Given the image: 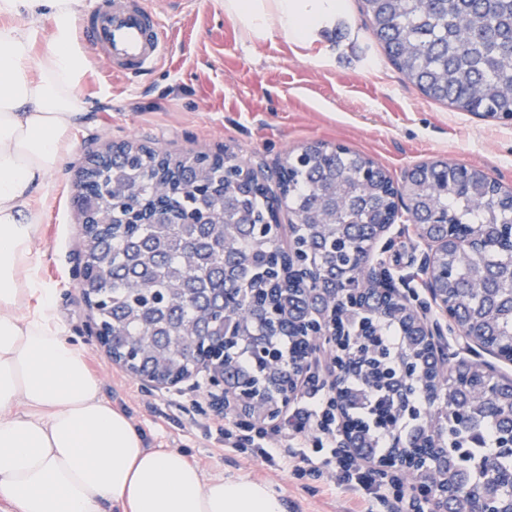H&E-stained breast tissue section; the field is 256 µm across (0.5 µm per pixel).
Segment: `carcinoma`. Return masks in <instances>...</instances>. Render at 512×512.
Wrapping results in <instances>:
<instances>
[{"label":"carcinoma","mask_w":512,"mask_h":512,"mask_svg":"<svg viewBox=\"0 0 512 512\" xmlns=\"http://www.w3.org/2000/svg\"><path fill=\"white\" fill-rule=\"evenodd\" d=\"M372 34L402 75L431 99L462 112L500 117L512 114V0H362ZM329 147L305 146L288 157L283 191L293 207L297 242L313 252L315 276L300 279L305 296L328 292L340 297L354 283L362 259L367 225L375 224L399 195L421 238L444 233L441 223L461 224L466 235L448 243L441 265L453 275L441 284L456 306L462 332L483 336L503 346L512 344V254L473 249L468 236L497 240L500 224L512 225V193L478 168L447 161L417 166L398 188L375 162L348 149L331 160ZM247 162L233 157L212 165L204 176L224 183L226 214L213 224H187V203L181 197V163L167 157L157 163L153 149L139 152L135 164L113 169L104 165L89 174L86 185L121 186L129 197L151 202L154 179L161 175L175 191L170 224L112 223V238L83 240L87 261L96 269L89 284L102 303L99 318L123 329L146 356L144 365L162 370L186 367L182 340L196 336L215 318L212 301L228 289L241 297L229 315L234 333L251 335L248 300L260 298L269 277L254 262L278 253L276 236L267 224L273 204L232 170ZM341 323L353 329L360 350L368 353V370L358 369V383L346 382L350 406H359L377 388L372 374L386 367L379 327H397L400 353L427 361L421 342L412 335L411 316L367 303L339 305ZM448 440L465 441L487 428L497 434L512 429V386L490 389L482 365L459 362L448 367L444 399ZM441 413L429 410L413 432L397 437L392 448L416 443L435 428ZM448 455V485L455 489L448 512H474L470 487L512 498V488L499 487L495 473L512 471V458L495 465Z\"/></svg>","instance_id":"1"}]
</instances>
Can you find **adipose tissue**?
Here are the masks:
<instances>
[{
    "instance_id": "obj_1",
    "label": "adipose tissue",
    "mask_w": 512,
    "mask_h": 512,
    "mask_svg": "<svg viewBox=\"0 0 512 512\" xmlns=\"http://www.w3.org/2000/svg\"><path fill=\"white\" fill-rule=\"evenodd\" d=\"M243 37L307 46L347 0H224ZM82 0H0V503L5 512H288L271 483L205 476L176 448H155L104 399L84 351L64 336L34 251L36 194L73 149L91 104L75 39ZM48 13L34 54L19 10Z\"/></svg>"
}]
</instances>
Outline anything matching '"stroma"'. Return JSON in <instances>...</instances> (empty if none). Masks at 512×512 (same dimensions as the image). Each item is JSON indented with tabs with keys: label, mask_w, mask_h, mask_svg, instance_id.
I'll use <instances>...</instances> for the list:
<instances>
[{
	"label": "stroma",
	"mask_w": 512,
	"mask_h": 512,
	"mask_svg": "<svg viewBox=\"0 0 512 512\" xmlns=\"http://www.w3.org/2000/svg\"><path fill=\"white\" fill-rule=\"evenodd\" d=\"M170 2L147 0L171 37L161 65L126 77L110 73L106 59L90 61L79 91L93 107L75 132L71 154L37 193L41 276L55 290L65 336L84 350L103 396L126 410L154 447L183 451L208 476L271 482L290 512H352L350 493L328 476L297 475L292 458L270 464L249 449L225 450L224 429L239 419L216 414L203 392L148 391L97 346L89 332L94 313L79 290L83 238L74 197L80 169L90 153L123 141L172 155L225 150L269 170L289 152L322 143L372 158L397 182L418 164L443 160L482 169L510 190L512 123L462 112L422 93L366 30L361 0H348L346 19L308 46L282 36L244 43L222 0H189L179 12ZM387 236L388 266L412 277L419 303L431 306L420 279L425 243L403 217ZM313 398L327 400L321 382L306 385L287 422L268 428L265 440L288 447L293 425L307 439L318 436L321 417L308 407Z\"/></svg>",
	"instance_id": "stroma-1"
}]
</instances>
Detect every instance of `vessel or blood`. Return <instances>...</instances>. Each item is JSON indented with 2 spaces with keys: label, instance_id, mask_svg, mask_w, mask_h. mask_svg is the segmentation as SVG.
<instances>
[{
  "label": "vessel or blood",
  "instance_id": "obj_1",
  "mask_svg": "<svg viewBox=\"0 0 512 512\" xmlns=\"http://www.w3.org/2000/svg\"><path fill=\"white\" fill-rule=\"evenodd\" d=\"M79 31L82 41L106 58L116 74L149 71L168 52L164 24L146 0H106L83 18Z\"/></svg>",
  "mask_w": 512,
  "mask_h": 512
}]
</instances>
